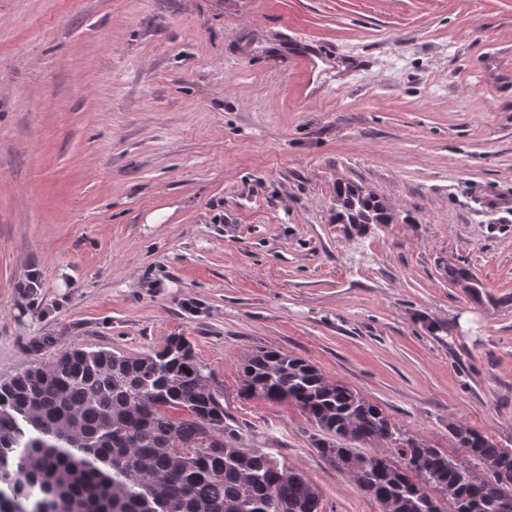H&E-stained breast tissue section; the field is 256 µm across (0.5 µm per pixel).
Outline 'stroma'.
I'll return each instance as SVG.
<instances>
[{
    "mask_svg": "<svg viewBox=\"0 0 512 512\" xmlns=\"http://www.w3.org/2000/svg\"><path fill=\"white\" fill-rule=\"evenodd\" d=\"M340 182L394 223H334ZM174 335L322 512L381 507L297 406L240 396L246 353L462 464L459 425L512 450V0H0V380ZM474 277L475 275L465 266L448 264V280L454 284L461 285L462 288H466L473 298H478L480 295L479 288L482 287L473 282Z\"/></svg>",
    "mask_w": 512,
    "mask_h": 512,
    "instance_id": "stroma-1",
    "label": "stroma"
}]
</instances>
